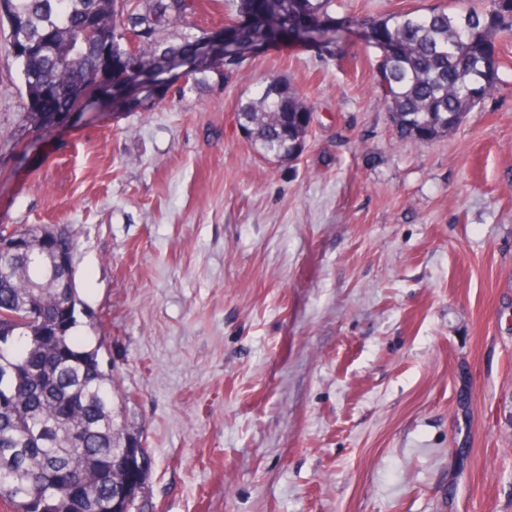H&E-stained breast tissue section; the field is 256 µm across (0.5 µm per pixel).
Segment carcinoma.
<instances>
[{
  "mask_svg": "<svg viewBox=\"0 0 512 512\" xmlns=\"http://www.w3.org/2000/svg\"><path fill=\"white\" fill-rule=\"evenodd\" d=\"M333 0H236L234 39L224 57L241 58L281 41L278 25L300 44L329 43L313 33L341 29L392 44L382 56L380 86L399 138L426 142L457 128L485 96L499 88L494 38L512 31V0H481L460 11L431 9L375 21L336 16ZM199 0H0V21L18 23L28 52L15 54L28 118L52 126L112 78L127 89L143 75L165 76L209 33L170 40V26L196 13ZM207 66L185 74L183 94L203 80ZM308 98L277 77L239 105L238 121L261 154L292 160L304 149L311 120ZM56 245L74 253L67 225ZM51 249L37 243L0 264V500L14 512H94L137 473L120 467L124 436L144 447L120 418L112 373L99 348L74 335L84 312L75 269L49 273Z\"/></svg>",
  "mask_w": 512,
  "mask_h": 512,
  "instance_id": "cac0c4a2",
  "label": "carcinoma"
}]
</instances>
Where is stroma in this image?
Segmentation results:
<instances>
[{
  "label": "stroma",
  "instance_id": "stroma-1",
  "mask_svg": "<svg viewBox=\"0 0 512 512\" xmlns=\"http://www.w3.org/2000/svg\"><path fill=\"white\" fill-rule=\"evenodd\" d=\"M234 17L201 0L172 32ZM8 40L1 24L0 225L71 226L78 333L143 433L148 512H512V33L500 89L427 143L398 138L354 33L48 127ZM262 74L313 107L295 160L239 129Z\"/></svg>",
  "mask_w": 512,
  "mask_h": 512
}]
</instances>
